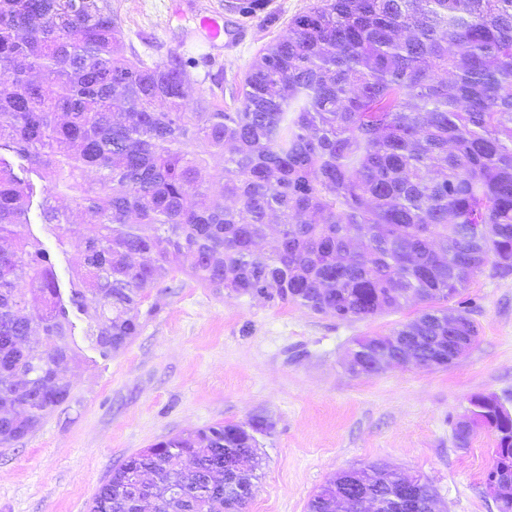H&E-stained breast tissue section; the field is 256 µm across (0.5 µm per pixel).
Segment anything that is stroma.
<instances>
[{
  "mask_svg": "<svg viewBox=\"0 0 512 512\" xmlns=\"http://www.w3.org/2000/svg\"><path fill=\"white\" fill-rule=\"evenodd\" d=\"M122 19L126 57L193 61L189 102L232 105L262 49L288 32L312 0H270L250 19L224 0H108ZM222 14L239 43L208 42L198 18ZM30 228L62 291L81 262L58 247L31 202ZM477 342L446 368L390 366L349 373L353 338L385 334L420 312L411 304L341 321L293 303L228 297L184 274L149 290L141 329L118 352L87 336L89 316L70 311L79 358L66 375L70 400L25 439L0 446V512H88L113 466L164 438L256 417L261 466L248 512H306L309 498L342 471L380 463L436 490L442 512H497L485 486L496 435L475 426L468 447L454 427L477 396L512 401V274L484 269L462 295Z\"/></svg>",
  "mask_w": 512,
  "mask_h": 512,
  "instance_id": "stroma-1",
  "label": "stroma"
}]
</instances>
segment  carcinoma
<instances>
[{
    "label": "carcinoma",
    "mask_w": 512,
    "mask_h": 512,
    "mask_svg": "<svg viewBox=\"0 0 512 512\" xmlns=\"http://www.w3.org/2000/svg\"><path fill=\"white\" fill-rule=\"evenodd\" d=\"M120 33L107 0H0V445L70 399L68 308L94 309L89 335L117 352L148 290L177 272L339 320L422 304L389 335L418 337L420 362L448 367V301L489 264L512 273V0H313L227 109H190L188 64L131 60ZM38 191L58 246L83 253L66 299L28 230ZM456 318V335L477 339L470 311ZM389 355L383 336L358 337L349 371ZM475 417L497 432L486 480L512 478V413L480 404ZM268 430L256 418L160 440L112 469L89 512H246L251 440ZM228 457L246 468L224 469ZM404 482L352 468L307 512L385 509ZM434 497L413 480V512Z\"/></svg>",
    "instance_id": "cac0c4a2"
}]
</instances>
